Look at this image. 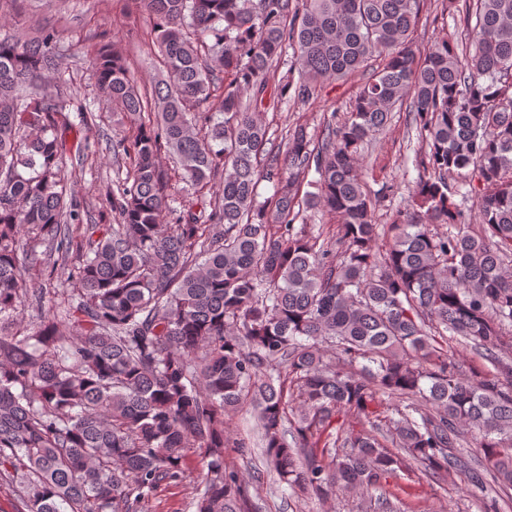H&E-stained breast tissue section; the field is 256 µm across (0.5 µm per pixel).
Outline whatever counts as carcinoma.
I'll return each mask as SVG.
<instances>
[{
	"mask_svg": "<svg viewBox=\"0 0 512 512\" xmlns=\"http://www.w3.org/2000/svg\"><path fill=\"white\" fill-rule=\"evenodd\" d=\"M129 2L153 16L158 78L142 89L117 48L89 53L99 109L131 130L109 144L115 224L84 225L65 177L66 134L93 116L44 82L55 32L0 39V484L25 512H140L193 448L196 512H253L259 477L224 460V418L249 397L266 464L302 496L376 492L372 512H396L383 490L413 469L512 486V0H462L469 50L422 52V0ZM375 58L320 143L298 125L276 146L259 109ZM402 106L427 149L381 250L360 151ZM163 150L200 210L170 193ZM302 205L338 219L336 240L295 226ZM454 341L494 372L466 373ZM467 435L476 465L453 452Z\"/></svg>",
	"mask_w": 512,
	"mask_h": 512,
	"instance_id": "cac0c4a2",
	"label": "carcinoma"
}]
</instances>
